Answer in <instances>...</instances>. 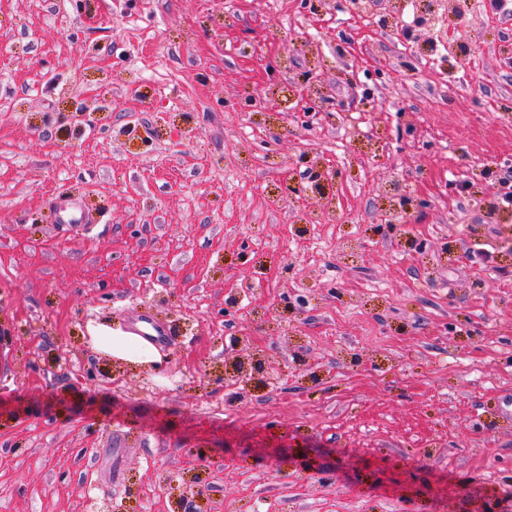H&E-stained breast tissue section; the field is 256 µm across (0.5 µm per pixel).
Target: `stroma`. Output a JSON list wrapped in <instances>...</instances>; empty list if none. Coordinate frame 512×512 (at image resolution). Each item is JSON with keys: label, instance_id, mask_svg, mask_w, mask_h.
Masks as SVG:
<instances>
[{"label": "stroma", "instance_id": "35a3bbf8", "mask_svg": "<svg viewBox=\"0 0 512 512\" xmlns=\"http://www.w3.org/2000/svg\"><path fill=\"white\" fill-rule=\"evenodd\" d=\"M358 10L0 0V512H512V14ZM91 339L97 348L118 360L147 364L156 359L153 345L120 327L98 325L93 329Z\"/></svg>", "mask_w": 512, "mask_h": 512}]
</instances>
